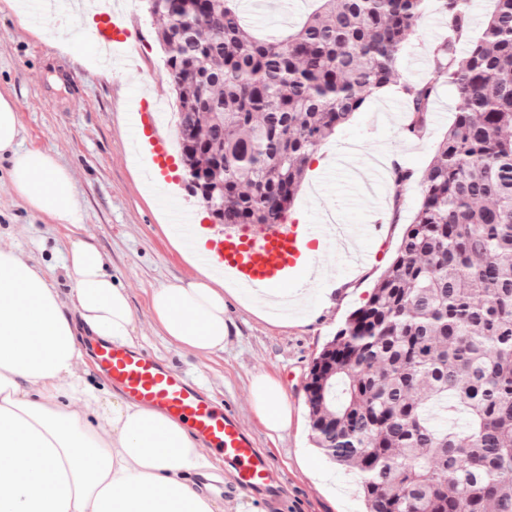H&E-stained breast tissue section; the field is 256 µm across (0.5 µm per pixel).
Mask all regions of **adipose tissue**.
<instances>
[{"label": "adipose tissue", "instance_id": "1", "mask_svg": "<svg viewBox=\"0 0 512 512\" xmlns=\"http://www.w3.org/2000/svg\"><path fill=\"white\" fill-rule=\"evenodd\" d=\"M16 101L0 94V153L29 210L58 224L83 223L70 171L46 151L18 150ZM73 283L63 304L45 272L0 249V512H219L197 488L214 463L181 421L103 397L77 377L84 354L77 327L127 346L134 320L125 288L91 244L67 256ZM285 288L226 290L218 272L154 289L150 310L182 350L222 351L229 334L227 298L262 318L288 317ZM251 400L269 434L286 431L288 404L269 375L253 376Z\"/></svg>", "mask_w": 512, "mask_h": 512}]
</instances>
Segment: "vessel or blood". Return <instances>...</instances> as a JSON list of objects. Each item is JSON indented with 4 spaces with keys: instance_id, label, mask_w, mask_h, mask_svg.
<instances>
[{
    "instance_id": "vessel-or-blood-1",
    "label": "vessel or blood",
    "mask_w": 512,
    "mask_h": 512,
    "mask_svg": "<svg viewBox=\"0 0 512 512\" xmlns=\"http://www.w3.org/2000/svg\"><path fill=\"white\" fill-rule=\"evenodd\" d=\"M109 46L103 64L113 74H127L132 64L124 52L131 36L127 15L107 18L101 32ZM148 101L129 112L134 143L145 144L149 161L145 174L154 184L168 186L167 139ZM350 226L325 216L315 224H215L200 262L217 267L234 281L254 288H288L297 279L298 266L310 263L312 250L324 253L340 249L351 238ZM95 365L126 398L170 417L185 420L209 451L236 466L238 485L270 489L273 483L269 463L260 456L231 411L225 410L187 377L160 363L144 351L96 340L92 343Z\"/></svg>"
}]
</instances>
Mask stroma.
<instances>
[{
  "label": "stroma",
  "instance_id": "1",
  "mask_svg": "<svg viewBox=\"0 0 512 512\" xmlns=\"http://www.w3.org/2000/svg\"><path fill=\"white\" fill-rule=\"evenodd\" d=\"M38 0H0V93L19 106L18 146L49 151L70 168L74 192L85 222L56 224L31 212L11 194L5 182L9 163L0 160V247L11 248L30 264L47 270L62 300H69L72 283L65 265L73 242L94 244L108 271L124 285L134 317V335L141 350L169 367L189 375L206 394L224 404L239 419L255 447L274 466L279 480L273 491L241 489L233 470L222 465L224 512H236L249 501L258 512H364L357 473L334 464L314 447L305 401L304 381L315 357L333 340L349 316L366 300L396 255L397 248L421 195L420 184L398 188L381 185L376 194H362L351 170L341 165L344 156L366 164L378 159H400L424 169L452 124L459 98L455 87L440 84L437 98L447 103L432 113L413 153H406L402 133L407 103L403 96L371 97L351 119L338 127L317 149L322 167H308L289 223L317 221L330 210L340 224H370L376 209L386 219L360 246L370 255L352 269L336 255H316L314 264L328 277L348 281L351 290L332 307H324L322 284L305 288L301 313L288 324L262 320L237 303H229L230 334L222 352L196 355L177 347L165 336L150 310L153 289L191 277L192 267L169 243L160 225L172 207L189 211L198 224L209 221L206 208L184 187L186 171L181 156H173L170 170L179 187L166 196L136 172L129 155L127 100L144 89L173 92L164 54L155 39L158 23L144 0H128L129 28L143 49L141 67L123 80L99 69L95 48L80 34L98 25L97 17L74 15L67 0H60L54 15L37 7ZM448 34V16L439 0H427L416 30L399 55V69L414 80V56L431 59L435 44ZM265 373L281 386L293 421L280 438L270 439L255 415L250 399L254 375Z\"/></svg>",
  "mask_w": 512,
  "mask_h": 512
}]
</instances>
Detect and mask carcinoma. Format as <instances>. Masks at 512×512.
<instances>
[{
	"label": "carcinoma",
	"instance_id": "cac0c4a2",
	"mask_svg": "<svg viewBox=\"0 0 512 512\" xmlns=\"http://www.w3.org/2000/svg\"><path fill=\"white\" fill-rule=\"evenodd\" d=\"M259 39L236 0H162L157 28L186 172L223 184L226 224H282L317 147L381 86L425 0H317ZM432 77L403 85L407 139L437 87L452 124L422 175L396 257L314 359L317 447L357 471L368 512H512V0L461 54L467 0H443Z\"/></svg>",
	"mask_w": 512,
	"mask_h": 512
}]
</instances>
